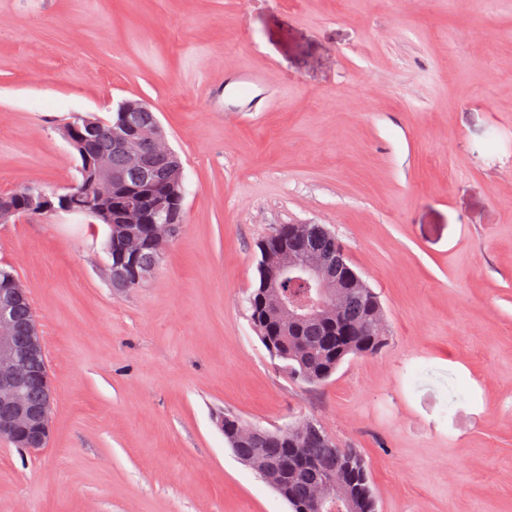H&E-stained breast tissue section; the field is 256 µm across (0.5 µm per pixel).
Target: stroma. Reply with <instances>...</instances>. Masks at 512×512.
<instances>
[{
	"instance_id": "stroma-1",
	"label": "stroma",
	"mask_w": 512,
	"mask_h": 512,
	"mask_svg": "<svg viewBox=\"0 0 512 512\" xmlns=\"http://www.w3.org/2000/svg\"><path fill=\"white\" fill-rule=\"evenodd\" d=\"M127 99L181 159L184 224L124 290L94 218L0 224L53 391L45 448L0 438V512H291L222 411L317 421L377 512H512V0H0V194L64 193L66 119ZM284 224L330 229L385 315L320 386L250 319Z\"/></svg>"
}]
</instances>
